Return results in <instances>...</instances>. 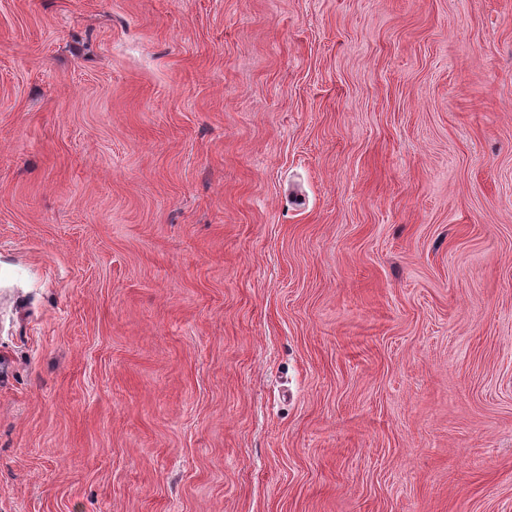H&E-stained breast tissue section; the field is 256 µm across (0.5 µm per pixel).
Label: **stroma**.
<instances>
[{
    "label": "stroma",
    "mask_w": 512,
    "mask_h": 512,
    "mask_svg": "<svg viewBox=\"0 0 512 512\" xmlns=\"http://www.w3.org/2000/svg\"><path fill=\"white\" fill-rule=\"evenodd\" d=\"M0 512H512V0H0Z\"/></svg>",
    "instance_id": "35a3bbf8"
}]
</instances>
